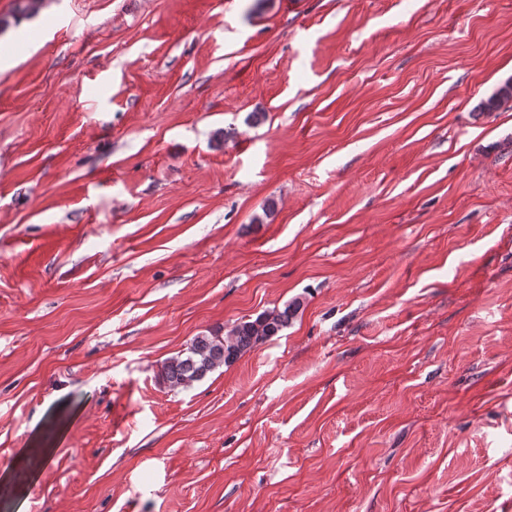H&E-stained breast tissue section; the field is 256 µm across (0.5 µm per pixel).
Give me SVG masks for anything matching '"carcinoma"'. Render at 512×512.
<instances>
[{"label":"carcinoma","mask_w":512,"mask_h":512,"mask_svg":"<svg viewBox=\"0 0 512 512\" xmlns=\"http://www.w3.org/2000/svg\"><path fill=\"white\" fill-rule=\"evenodd\" d=\"M300 308L301 302L295 299L282 309L274 308L253 320L238 322L225 336L216 331L194 337L186 349L162 363V380L172 388L189 387L203 380L287 328Z\"/></svg>","instance_id":"obj_1"}]
</instances>
